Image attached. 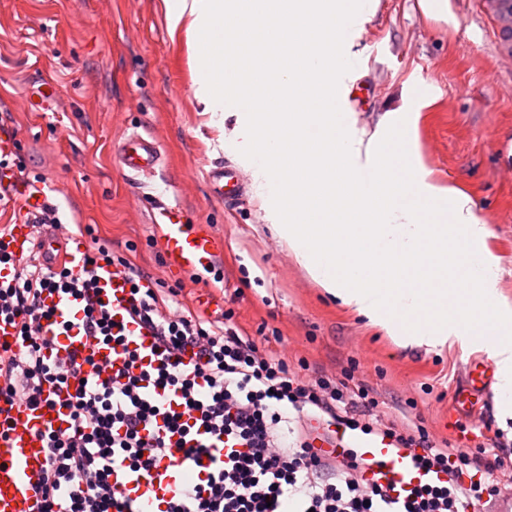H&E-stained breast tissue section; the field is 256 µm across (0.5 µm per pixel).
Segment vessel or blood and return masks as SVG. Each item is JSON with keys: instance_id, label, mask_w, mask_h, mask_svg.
Returning <instances> with one entry per match:
<instances>
[{"instance_id": "1", "label": "vessel or blood", "mask_w": 512, "mask_h": 512, "mask_svg": "<svg viewBox=\"0 0 512 512\" xmlns=\"http://www.w3.org/2000/svg\"><path fill=\"white\" fill-rule=\"evenodd\" d=\"M122 166L133 175H152L165 163L160 143L136 132L124 135L119 145ZM206 178L218 196L232 199L240 195L241 185L233 167L210 169ZM0 183L15 187L13 197L20 203V214L10 226L8 249L17 258L38 255L43 265L55 268L60 264L77 263L85 251L75 235L48 226L49 211L60 210L47 186L30 188L18 182L13 172H0ZM154 228L165 268L172 273L206 275L224 252V240L206 224L190 223L187 215L168 196L154 198ZM99 299L111 307L115 320L126 322L129 331L146 358L156 359L159 349L150 333L130 323L124 310L128 284L124 273L106 267L98 272ZM44 303L54 310L47 332L53 337L48 354L52 361L66 362L82 350L84 337L75 331H64V324L74 322L82 314L74 298L52 293ZM495 374L482 361L474 362L470 392L458 395L461 404L472 401V393L489 395ZM73 386L47 384L42 388V403L31 407L16 399L0 405V512H40L43 504V478L49 459L43 434L47 428L67 429L70 425V396ZM349 444L360 449L370 484L392 483L406 486L423 480L422 471L413 468L404 453L384 447L371 438L350 437ZM206 470L194 460L181 459L165 477H133L124 484L141 512H163L166 502L183 491L195 477Z\"/></svg>"}]
</instances>
